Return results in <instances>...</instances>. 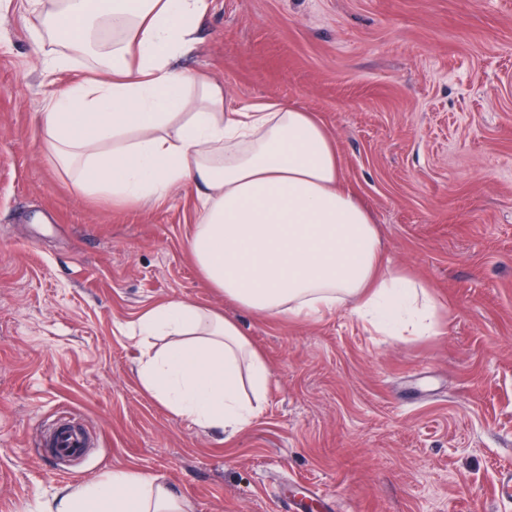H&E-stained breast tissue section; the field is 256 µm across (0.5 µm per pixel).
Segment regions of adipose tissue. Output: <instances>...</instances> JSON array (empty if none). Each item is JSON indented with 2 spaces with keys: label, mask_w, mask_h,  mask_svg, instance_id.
<instances>
[{
  "label": "adipose tissue",
  "mask_w": 512,
  "mask_h": 512,
  "mask_svg": "<svg viewBox=\"0 0 512 512\" xmlns=\"http://www.w3.org/2000/svg\"><path fill=\"white\" fill-rule=\"evenodd\" d=\"M57 0L45 19L66 52L84 53L100 18L113 32L112 63L51 94L40 112L44 144L87 194L157 202L180 186L196 192L191 251L209 285L236 305L309 319L345 308L380 331L433 332L424 287L385 264L368 208L343 186L335 142L313 113L279 102L235 106L205 76L170 69L189 50L206 0ZM146 346L142 387L174 414L236 433L258 412L269 369L238 324L171 300L139 319ZM162 338L154 347V338ZM52 512H184L154 475L115 470Z\"/></svg>",
  "instance_id": "1"
}]
</instances>
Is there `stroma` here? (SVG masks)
Wrapping results in <instances>:
<instances>
[{
    "instance_id": "stroma-1",
    "label": "stroma",
    "mask_w": 512,
    "mask_h": 512,
    "mask_svg": "<svg viewBox=\"0 0 512 512\" xmlns=\"http://www.w3.org/2000/svg\"><path fill=\"white\" fill-rule=\"evenodd\" d=\"M170 62L234 104L315 113L385 260L432 295L435 333L384 336L337 310L297 320L211 288L189 250L196 197L154 205L79 191L37 114L56 86L25 0H0V512H46L110 472L171 485L189 512H512V0H208ZM178 298L236 321L271 373L231 435L140 385L149 308ZM93 436L48 457L63 413Z\"/></svg>"
}]
</instances>
